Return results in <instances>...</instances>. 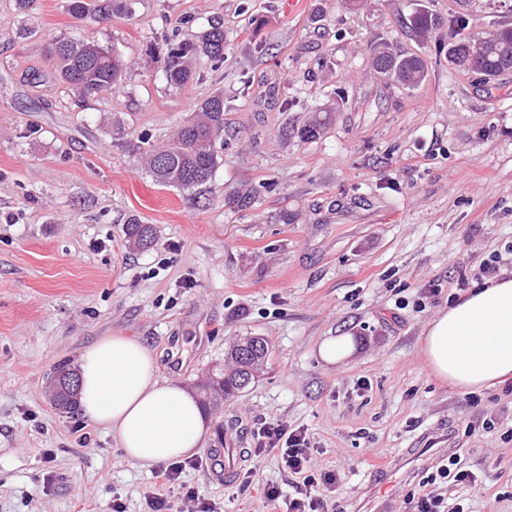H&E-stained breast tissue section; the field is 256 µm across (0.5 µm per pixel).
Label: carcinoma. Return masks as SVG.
Segmentation results:
<instances>
[{"label":"carcinoma","mask_w":512,"mask_h":512,"mask_svg":"<svg viewBox=\"0 0 512 512\" xmlns=\"http://www.w3.org/2000/svg\"><path fill=\"white\" fill-rule=\"evenodd\" d=\"M71 16L81 19L91 13L132 15V0L110 3L108 0H67ZM442 20L436 14L421 9L414 13L411 27L416 34L426 36L438 28ZM46 52L55 64L59 78L80 98L110 91L120 86L124 72L121 57L81 38H53ZM205 56L212 62L224 61V29L214 26L195 42H184L173 35L167 39L166 52L157 60L168 83L185 88L196 81L194 63ZM448 58L459 67L490 80L512 70V28H503L485 36L465 35L448 42ZM376 69L408 88L417 85L424 75L425 64L418 56H402L385 49L375 56ZM327 121L321 117L308 120L301 128V139H317ZM224 143V93L215 92L194 106V116L181 125L176 133L162 145H151L144 150L150 177L163 186L183 190L197 188L209 181L220 158L218 145ZM127 242L136 249H147L154 242V227L134 220L125 226ZM254 338L239 341L230 347L227 362L232 369L216 368L213 375L198 385L200 403L204 410H212L224 399L233 397L255 379L262 368L270 347L263 341V353L246 365L238 352L242 344ZM75 371L62 365L55 369L52 381L54 391L51 402L55 408L70 412L77 408V388L67 380Z\"/></svg>","instance_id":"obj_1"}]
</instances>
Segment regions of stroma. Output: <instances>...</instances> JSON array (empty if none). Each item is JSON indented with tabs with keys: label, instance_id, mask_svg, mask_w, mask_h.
Wrapping results in <instances>:
<instances>
[{
	"label": "stroma",
	"instance_id": "1",
	"mask_svg": "<svg viewBox=\"0 0 512 512\" xmlns=\"http://www.w3.org/2000/svg\"><path fill=\"white\" fill-rule=\"evenodd\" d=\"M512 27V0H136L135 13L73 18L66 0L28 15L0 0V512H147L152 469L82 412L51 405L57 366L102 336L145 344L158 374L187 387L260 336L269 359L247 389L208 411L204 447L227 420L306 429L316 471L341 477L339 512H368L370 474L424 433L452 426L476 485H439L470 512H512V391L448 388L422 359L428 323L481 282L512 271V71L483 81L451 65L447 27ZM224 26V62L169 85L150 51L178 31ZM81 37L127 64L121 88L80 98L55 80L51 38ZM425 64L414 88L373 65L379 48ZM224 94V147L208 183L161 186L143 139L160 142L195 103ZM329 123L304 142L316 112ZM258 193L243 209L240 196ZM153 225L137 250L123 228ZM355 353L324 362L323 340ZM494 429H486V422ZM51 483H44L45 475ZM218 512H259L253 489L187 471Z\"/></svg>",
	"mask_w": 512,
	"mask_h": 512
}]
</instances>
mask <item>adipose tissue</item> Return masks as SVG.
<instances>
[{
    "instance_id": "adipose-tissue-1",
    "label": "adipose tissue",
    "mask_w": 512,
    "mask_h": 512,
    "mask_svg": "<svg viewBox=\"0 0 512 512\" xmlns=\"http://www.w3.org/2000/svg\"><path fill=\"white\" fill-rule=\"evenodd\" d=\"M431 374L456 390L512 379V274L474 285L428 324L422 344ZM79 401L116 435L126 459L152 465L193 456L205 431L195 397L160 378L154 354L127 336H103L79 360Z\"/></svg>"
}]
</instances>
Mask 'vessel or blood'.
<instances>
[{
    "instance_id": "vessel-or-blood-1",
    "label": "vessel or blood",
    "mask_w": 512,
    "mask_h": 512,
    "mask_svg": "<svg viewBox=\"0 0 512 512\" xmlns=\"http://www.w3.org/2000/svg\"><path fill=\"white\" fill-rule=\"evenodd\" d=\"M432 442L433 445L429 448L406 449L383 468L378 482L364 488V498L372 504L374 512H392V486L413 479L420 470L428 466L432 456H447L453 448L454 437L443 434L433 437ZM206 458L209 479L227 486L233 485L239 479L249 461L247 449L241 448L230 439L225 440L224 444L207 449Z\"/></svg>"
}]
</instances>
